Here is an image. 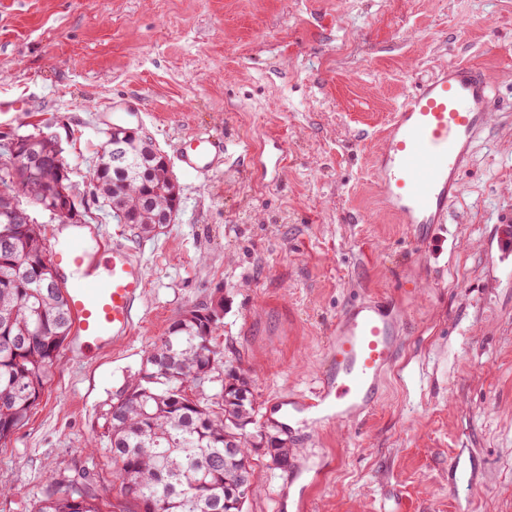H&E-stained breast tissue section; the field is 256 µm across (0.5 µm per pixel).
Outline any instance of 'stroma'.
Masks as SVG:
<instances>
[{
  "label": "stroma",
  "mask_w": 512,
  "mask_h": 512,
  "mask_svg": "<svg viewBox=\"0 0 512 512\" xmlns=\"http://www.w3.org/2000/svg\"><path fill=\"white\" fill-rule=\"evenodd\" d=\"M509 53L512 0H0V96L20 101L10 128L57 135L87 221L141 251L147 281L135 334L61 355L0 445V512H34L48 475L82 471L102 512H138L110 482L107 412L186 310L223 299L215 342L264 426L316 385L348 303L378 295L404 314L379 406L299 427L288 468L257 458L246 512H277L295 471L311 512H512ZM455 61L491 75L496 122L447 223H398L371 156L411 85ZM115 126L171 161L181 138L211 131L230 160L205 180L174 169L178 215L139 237L89 181Z\"/></svg>",
  "instance_id": "stroma-1"
}]
</instances>
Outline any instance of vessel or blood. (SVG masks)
Listing matches in <instances>:
<instances>
[{"label":"vessel or blood","instance_id":"1","mask_svg":"<svg viewBox=\"0 0 512 512\" xmlns=\"http://www.w3.org/2000/svg\"><path fill=\"white\" fill-rule=\"evenodd\" d=\"M490 95L489 75L466 61L412 86L376 157L384 206L401 223H446L469 148L491 124ZM227 156L226 142L207 133L185 138L177 150L181 167L202 176L217 172ZM51 257L72 318L71 356L106 351L135 333L146 276L131 247L101 242L92 224H61L51 233ZM401 340L399 312L391 304L380 298L351 302L332 329L317 386L286 400L289 421L311 416L322 424H350L370 414Z\"/></svg>","mask_w":512,"mask_h":512}]
</instances>
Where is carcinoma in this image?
Masks as SVG:
<instances>
[{
	"label": "carcinoma",
	"mask_w": 512,
	"mask_h": 512,
	"mask_svg": "<svg viewBox=\"0 0 512 512\" xmlns=\"http://www.w3.org/2000/svg\"><path fill=\"white\" fill-rule=\"evenodd\" d=\"M122 135L117 129L107 137L93 169L94 195L117 223L147 235L174 221L180 188L148 140L138 143L130 163L114 161V139ZM22 137L17 145L0 139V187L37 206L73 203L72 172L55 136ZM223 312L219 299L174 320L109 410L112 483L140 512H245L252 457H268L281 469L291 464L287 439L248 430L257 417L250 382L224 365L212 343ZM70 329L44 229L22 208L0 212V444L26 423ZM49 487L35 512H101L96 480L87 473L52 478Z\"/></svg>",
	"instance_id": "carcinoma-1"
}]
</instances>
